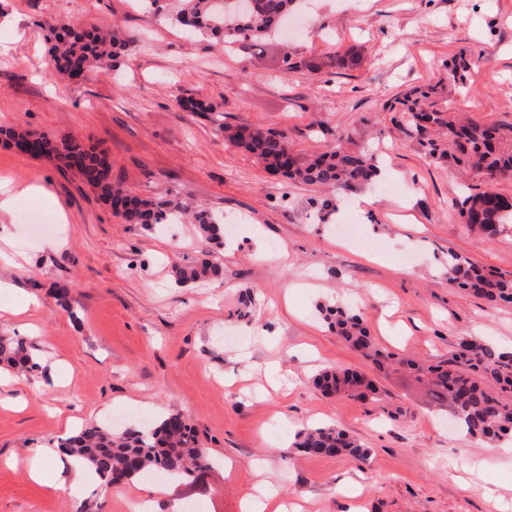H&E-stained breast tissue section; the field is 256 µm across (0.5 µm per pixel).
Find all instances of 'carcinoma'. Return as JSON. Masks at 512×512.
I'll use <instances>...</instances> for the list:
<instances>
[{
    "instance_id": "1",
    "label": "carcinoma",
    "mask_w": 512,
    "mask_h": 512,
    "mask_svg": "<svg viewBox=\"0 0 512 512\" xmlns=\"http://www.w3.org/2000/svg\"><path fill=\"white\" fill-rule=\"evenodd\" d=\"M180 7L170 15L175 24L194 29L216 42L231 45L251 42L258 45L271 36L294 7L295 0H254L249 9L238 7V0H179ZM50 72L62 79H72L96 64L112 65L127 41L116 33L105 34L96 28L68 24L48 27ZM355 63L347 50L331 53L322 65L344 69ZM472 63L466 54L454 57L448 65V79L466 85ZM442 86L414 88L398 101L400 125L407 130L429 133L437 128L444 137L429 139L424 147L430 156H448L456 165L470 170L492 184L512 178V128L487 126L477 121L460 120L437 107ZM224 141L244 149L261 160L267 168L308 185L331 188L336 192L352 190L376 180L378 162L371 154L351 153L338 138L336 145L313 159L294 155L288 136L279 131L246 125L218 124ZM51 155L80 170V176L110 203L116 215L127 224H173L184 218L195 224L208 240L224 244V224L213 213L189 207L174 199L142 198L112 185L106 175L102 156L85 148L74 137L38 140L34 157ZM469 226L483 243L499 237L512 224V198L492 189L467 193L453 201ZM175 282L189 285L218 280L224 268L218 262L174 264ZM448 282L468 289L491 304H512V276L487 272L455 253L448 254ZM338 334L351 347L369 357L377 370L393 363L406 366L429 388L432 401L446 404L460 431L489 446L512 439V351H502L473 337H462L457 351L448 360L419 363L402 360L376 346L360 315L341 306L325 308ZM0 363L18 372L37 367L26 343L0 336ZM316 386L327 396L358 400L377 398L376 384L368 376L349 368L331 367L315 378ZM297 447L324 456L367 457V449L336 427L304 430L298 434ZM69 457L84 460L100 479L112 481L119 472L126 481L159 476L166 480L191 483L197 472L208 466V456L196 431L181 412H171L157 422L116 432L102 424H87L60 445Z\"/></svg>"
}]
</instances>
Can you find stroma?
Listing matches in <instances>:
<instances>
[{"label": "stroma", "mask_w": 512, "mask_h": 512, "mask_svg": "<svg viewBox=\"0 0 512 512\" xmlns=\"http://www.w3.org/2000/svg\"><path fill=\"white\" fill-rule=\"evenodd\" d=\"M296 30L262 48L225 49L184 33L140 0H0V181L47 188L59 230L32 232L20 212L0 213V335L26 341L41 367L0 386V512H130L126 483L60 489L58 456L43 481L38 449L58 448L82 425L149 424L182 412L210 463L189 485L162 482L149 512L185 501L203 512H241L272 493L302 512H512V456L450 426L406 370L376 371L336 336L322 308L359 309L373 342L415 360L448 358L460 337L512 344V305L491 306L448 282V256L512 275V229L480 242L452 208L461 186L483 190L447 159L430 157L392 120L395 99L444 83L440 107L487 124L512 123V0H309ZM116 30L130 42L114 65L80 80L52 76L45 22ZM359 66L312 71L335 50ZM472 63L467 91L448 82L458 53ZM296 61L286 69L285 58ZM194 98L213 114L183 109ZM284 132L295 155L370 151L386 180L344 196L271 173L226 145L218 123ZM73 136L105 153L113 185L144 198H185L240 232L215 245L193 225L123 223L74 170L17 150L6 136ZM333 205L322 208L323 200ZM362 225L376 244L345 240ZM218 261L224 277L176 286L172 262ZM259 303L239 317L245 288ZM67 292L71 307L57 305ZM349 367L379 398L324 396L314 376ZM336 426L366 459L295 447L308 427ZM263 465L271 482L259 484Z\"/></svg>", "instance_id": "obj_1"}]
</instances>
